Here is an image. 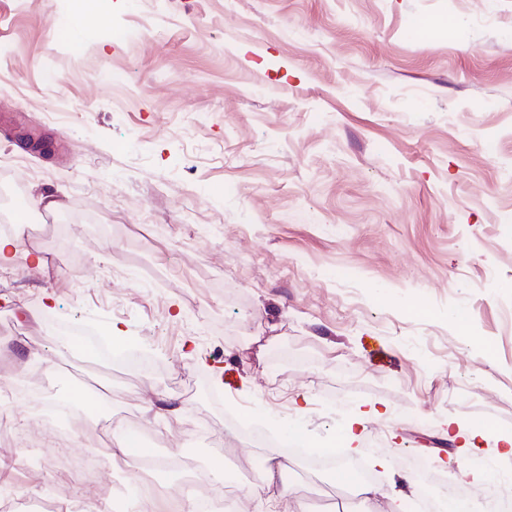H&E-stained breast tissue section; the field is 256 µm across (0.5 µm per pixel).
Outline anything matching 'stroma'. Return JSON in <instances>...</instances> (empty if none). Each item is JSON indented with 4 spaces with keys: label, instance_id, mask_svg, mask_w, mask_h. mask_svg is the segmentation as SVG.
I'll list each match as a JSON object with an SVG mask.
<instances>
[{
    "label": "stroma",
    "instance_id": "1",
    "mask_svg": "<svg viewBox=\"0 0 512 512\" xmlns=\"http://www.w3.org/2000/svg\"><path fill=\"white\" fill-rule=\"evenodd\" d=\"M82 40L70 0H0V183L56 196L12 224L47 266L0 291V409L27 438L0 488L18 512L97 504L61 450L104 459L111 512L143 483L191 490L112 459L108 427L256 487L267 450L231 410L269 432L337 446L369 406L363 464L383 496L350 502L289 458L294 512H394L416 461L468 487L446 421L512 435V0H98ZM455 18L461 42L420 36ZM54 80H46V72ZM123 83H113L112 73ZM393 288L384 299L378 286ZM427 306L431 317L409 307ZM468 315L459 334L449 309ZM119 326L155 366L64 347L48 320ZM40 373L58 422L13 392ZM304 396V412L293 401ZM169 399L165 422L148 401Z\"/></svg>",
    "mask_w": 512,
    "mask_h": 512
}]
</instances>
